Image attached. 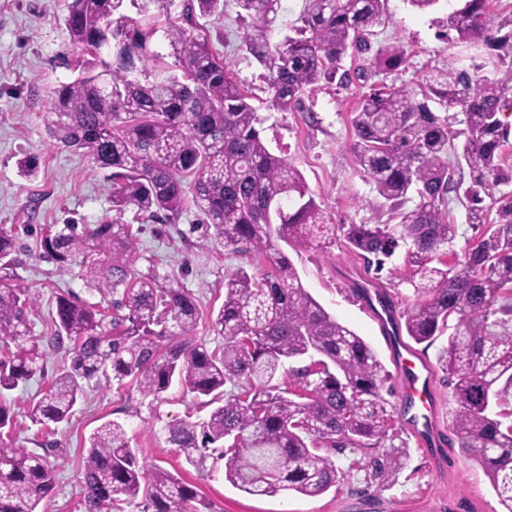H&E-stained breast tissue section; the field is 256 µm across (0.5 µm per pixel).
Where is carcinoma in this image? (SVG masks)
<instances>
[{"instance_id": "obj_1", "label": "carcinoma", "mask_w": 512, "mask_h": 512, "mask_svg": "<svg viewBox=\"0 0 512 512\" xmlns=\"http://www.w3.org/2000/svg\"><path fill=\"white\" fill-rule=\"evenodd\" d=\"M281 0H237L244 16L269 26ZM136 16L124 13L125 4ZM489 0H464L448 13L456 39L486 50L512 46V30L488 28ZM181 8V22L171 13ZM64 22L71 44L88 55L79 76L48 91L50 137L111 170L112 210L133 209L143 222L175 221L188 206L205 216L216 242L263 259L257 276L240 267L224 281V303L212 327L224 337L215 349L193 336L195 297L150 267H135L136 242L126 224H64L41 247L57 266L80 255L94 264L93 287L112 296V315L64 295L56 298L54 332L46 345L72 353L48 389L28 408L45 428L69 420L87 387L101 379L134 383L159 397L173 383L208 409L198 421L166 428V442L192 465L224 461V477L253 496L293 491L320 496L337 486L342 469L323 449L362 452L351 466L384 487L404 468L407 442L393 428L382 395L390 380L378 354L337 321L303 287L281 244L310 245L336 231L303 175L270 151L255 96L233 78L222 58L195 33L196 18L224 11V0H67ZM386 0H305L301 25L275 44L245 37L248 53L264 66L268 109L290 112L302 92L340 72L349 49L370 50L372 28ZM163 32L168 53L151 48ZM112 45V61L101 49ZM394 47L379 67L385 75L403 61ZM174 59L169 63L168 59ZM473 66L448 77L444 89L385 84L362 97L351 125L350 148L384 205L402 213L398 224H344L347 245L380 272L398 252L411 269L418 302L399 312L395 333L431 343L448 333L438 363L448 373L456 407L449 429L487 477L502 512H512V192L497 199L499 221L488 225L453 266L432 265L453 245L456 225L445 199L463 194L477 205L489 184L512 182L501 153L512 126V72L503 78ZM464 114L462 145L433 103ZM473 173L463 186L449 156ZM418 203L402 212L411 196ZM19 248L0 228V512H39L52 496L56 473L46 457L1 438L15 414L6 391L44 369L45 350L28 334V292L16 285ZM384 304L393 298L366 278L350 291ZM15 348H10L9 344ZM238 387L228 393L226 384ZM83 512H120L122 499L142 512H202L199 494L179 476L139 464L124 426L109 421L88 438L83 466Z\"/></svg>"}]
</instances>
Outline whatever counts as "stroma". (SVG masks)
Wrapping results in <instances>:
<instances>
[{
  "instance_id": "obj_1",
  "label": "stroma",
  "mask_w": 512,
  "mask_h": 512,
  "mask_svg": "<svg viewBox=\"0 0 512 512\" xmlns=\"http://www.w3.org/2000/svg\"><path fill=\"white\" fill-rule=\"evenodd\" d=\"M275 27L258 22L239 23L235 0H226L224 12L201 17L197 31L223 58L237 81L257 97H264L262 67L247 52L245 36H262L276 42L289 32L304 8V0H281ZM458 0H439L431 10L418 11L408 0H387L386 14L375 26L370 53L348 54L342 67L349 82L319 81L301 97L299 109L277 112L260 108L263 136L270 149L281 153L304 176L330 223L389 224L393 218L382 205L369 175L357 165L349 149L351 118L370 79L358 76L372 53L392 47L405 51L400 67L391 71L387 84L415 89L447 84L449 72L482 63L485 51L459 44L448 32V14ZM65 0H0V226L12 231L23 264L19 283L34 297L28 312L32 336L50 335L57 294L72 295L97 303L101 296L90 288V273L82 259L60 268L41 256L42 229L52 224H97L109 219L130 225L136 232L139 270L155 267L159 274L175 277L196 298L198 341L208 348L222 346L224 339L211 327L212 314L224 302V281L237 268L252 266L263 273L264 262L219 246L212 233L202 229L201 215L188 208L172 224H138L132 211H113L106 172L82 153L56 144L46 131L44 116L47 91L78 74L83 54L69 43L64 24ZM34 157L35 178H22L17 162ZM295 264L304 288L334 316L347 325L378 354L389 353L378 327L354 301L350 280L363 273L364 261L346 244L343 236L312 247L285 249ZM438 337L432 345H417V352L432 366L440 402L439 429L444 442L440 460L427 457L416 440H409V458L396 479L377 487L365 471L353 469L352 449L333 452L345 477L336 488L317 497L284 493L256 497L232 487L224 468L205 462L189 464L182 451L165 441L167 424L206 416L197 401L179 386L162 396L142 395L132 383L100 382L87 389L69 422L48 430L31 423L29 402L49 387L63 355L46 352L44 373L6 392L16 427L12 443L30 452L45 453L55 469L57 487L40 512H80L81 471L84 441L110 420L124 424L140 461L178 473L195 485L207 503V512H501L483 470L460 448L448 428L455 403L448 377L437 364L445 344Z\"/></svg>"
}]
</instances>
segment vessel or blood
<instances>
[{
	"label": "vessel or blood",
	"instance_id": "vessel-or-blood-1",
	"mask_svg": "<svg viewBox=\"0 0 512 512\" xmlns=\"http://www.w3.org/2000/svg\"><path fill=\"white\" fill-rule=\"evenodd\" d=\"M387 348L396 368L400 391L414 409L405 426L430 457H438L441 444L437 426L439 403L433 391L431 368L402 337L388 336Z\"/></svg>",
	"mask_w": 512,
	"mask_h": 512
}]
</instances>
